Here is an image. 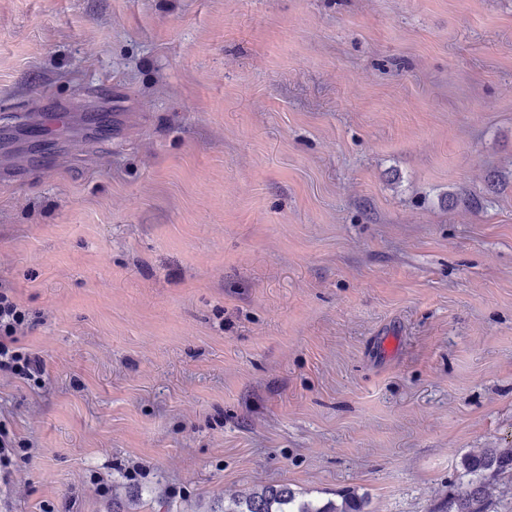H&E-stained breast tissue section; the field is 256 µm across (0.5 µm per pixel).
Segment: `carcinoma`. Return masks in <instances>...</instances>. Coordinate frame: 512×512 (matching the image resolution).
<instances>
[{
  "label": "carcinoma",
  "instance_id": "cac0c4a2",
  "mask_svg": "<svg viewBox=\"0 0 512 512\" xmlns=\"http://www.w3.org/2000/svg\"><path fill=\"white\" fill-rule=\"evenodd\" d=\"M504 478L512 480V445L465 455L448 494V509L440 512H486L492 490ZM366 505L365 497L354 492L339 502L320 503L281 484L226 500L220 512H366Z\"/></svg>",
  "mask_w": 512,
  "mask_h": 512
}]
</instances>
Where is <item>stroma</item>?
<instances>
[{
	"label": "stroma",
	"instance_id": "1",
	"mask_svg": "<svg viewBox=\"0 0 512 512\" xmlns=\"http://www.w3.org/2000/svg\"><path fill=\"white\" fill-rule=\"evenodd\" d=\"M0 150V512H436L512 444V0H0ZM27 317L26 310L12 296L0 291V372L40 385L45 372L41 359L15 345V335L27 323ZM24 451L25 448H15L9 431L5 426L1 427L0 425V473L2 470L5 474L10 473V469L20 456V452ZM340 502L305 499L287 484L264 486L224 500L220 512H366L365 496L346 493Z\"/></svg>",
	"mask_w": 512,
	"mask_h": 512
}]
</instances>
